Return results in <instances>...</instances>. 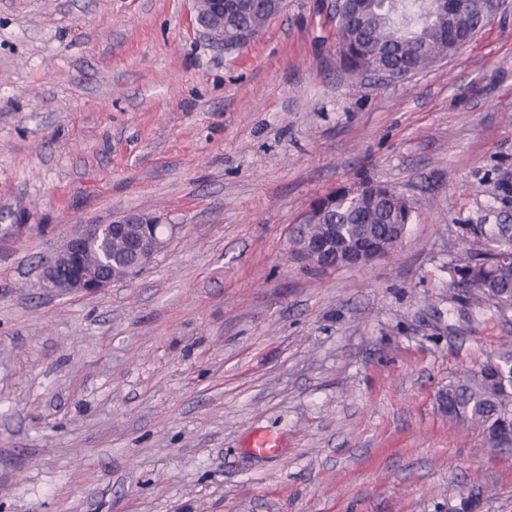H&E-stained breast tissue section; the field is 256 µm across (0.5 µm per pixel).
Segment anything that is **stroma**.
I'll list each match as a JSON object with an SVG mask.
<instances>
[{
  "mask_svg": "<svg viewBox=\"0 0 512 512\" xmlns=\"http://www.w3.org/2000/svg\"><path fill=\"white\" fill-rule=\"evenodd\" d=\"M333 3L227 50L193 0H0V512H512V448L437 402L512 336L448 301L465 227L512 224V0L390 84L346 72ZM363 173L412 205L395 256L291 260ZM128 210L178 227L142 273L43 294Z\"/></svg>",
  "mask_w": 512,
  "mask_h": 512,
  "instance_id": "1",
  "label": "stroma"
}]
</instances>
